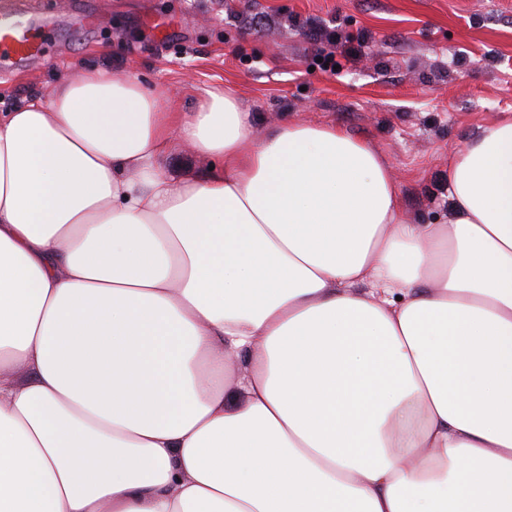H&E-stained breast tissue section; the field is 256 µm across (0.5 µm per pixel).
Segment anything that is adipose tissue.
Instances as JSON below:
<instances>
[{
  "label": "adipose tissue",
  "instance_id": "obj_1",
  "mask_svg": "<svg viewBox=\"0 0 512 512\" xmlns=\"http://www.w3.org/2000/svg\"><path fill=\"white\" fill-rule=\"evenodd\" d=\"M167 97L0 112V512H512V117L414 224L342 127ZM208 163V160L201 159L191 149L182 147L169 156L167 168L177 178L183 176L195 177L207 169Z\"/></svg>",
  "mask_w": 512,
  "mask_h": 512
}]
</instances>
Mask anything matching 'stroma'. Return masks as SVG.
Here are the masks:
<instances>
[{"label": "stroma", "mask_w": 512, "mask_h": 512, "mask_svg": "<svg viewBox=\"0 0 512 512\" xmlns=\"http://www.w3.org/2000/svg\"><path fill=\"white\" fill-rule=\"evenodd\" d=\"M1 13L53 23L49 51L0 77V112L91 67L164 87L181 112L229 91L256 139L313 123L371 144L416 224L447 223L449 154L512 115V0H0ZM313 20L371 40L325 69Z\"/></svg>", "instance_id": "stroma-1"}]
</instances>
